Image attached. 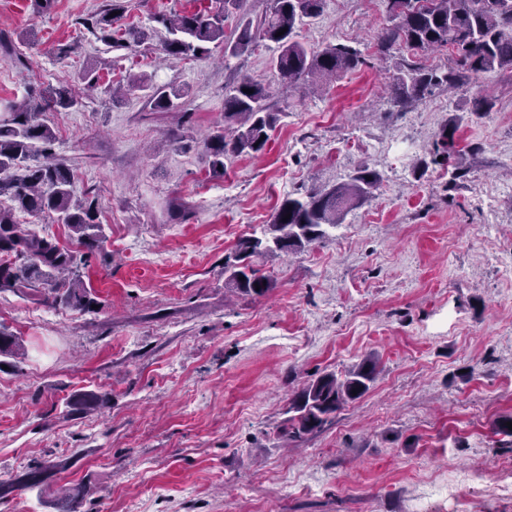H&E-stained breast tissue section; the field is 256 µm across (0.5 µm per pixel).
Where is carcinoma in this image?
Here are the masks:
<instances>
[{
  "label": "carcinoma",
  "mask_w": 512,
  "mask_h": 512,
  "mask_svg": "<svg viewBox=\"0 0 512 512\" xmlns=\"http://www.w3.org/2000/svg\"><path fill=\"white\" fill-rule=\"evenodd\" d=\"M126 0H110L93 23L102 38L114 44H139L148 34L139 28H114L126 11ZM324 0H273L270 13L258 23L244 17L245 0H212L210 6L163 19L171 38L163 46L173 57L206 56L210 45L224 46V56L238 57L262 41L276 44L272 59L280 83L287 87L313 86L337 78L360 62L359 51L349 45L328 43L315 50L294 36L297 24L316 18ZM242 17L233 37L224 33L228 8ZM117 15H112V12ZM387 11L395 24L379 38L383 51L398 45L412 54L446 48L455 55L444 73L405 65L392 77L391 98L396 105L421 100L430 88L464 83L466 77L494 70L512 71V0H390ZM284 34L277 35V32ZM253 93L248 94L246 90ZM270 90L244 76L224 92V126L204 141L202 153L212 172H220L230 156L253 155L265 150L280 113L270 110ZM182 98L181 90L153 89L154 107L166 110ZM80 100L66 88L52 89L48 96L28 98L0 111V291L42 288L52 303L66 309L89 312L97 304L94 290L84 280L91 259L103 256V227L97 222L93 202L75 194L68 165L54 150L55 132L44 119L51 106L64 110L80 107ZM461 118L444 127L435 142L432 163L448 164L456 153L455 133ZM378 173L363 166L348 181L319 188L303 196L289 195L277 208L261 236L239 241L234 262L224 265L226 284L249 296H263L272 280L255 260L297 252L323 239L327 228L341 223L351 209L374 196ZM53 215L66 226L71 245L60 244L50 234L29 231L17 223L14 212ZM290 219H285V216ZM245 280H239V277ZM22 337L0 327V356L23 358ZM378 362L367 358L344 378L324 373L311 380L289 402L288 418L281 429L289 440H301L331 424L343 405L360 399L376 381ZM106 393L80 390L66 401L67 413L86 415L106 408ZM87 486L76 484L58 490L56 512H83Z\"/></svg>",
  "instance_id": "carcinoma-1"
}]
</instances>
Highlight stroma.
I'll return each instance as SVG.
<instances>
[{
  "label": "stroma",
  "mask_w": 512,
  "mask_h": 512,
  "mask_svg": "<svg viewBox=\"0 0 512 512\" xmlns=\"http://www.w3.org/2000/svg\"><path fill=\"white\" fill-rule=\"evenodd\" d=\"M109 0H0V104L67 87L76 110L48 111L55 152L93 199L108 261L86 275L98 307L79 314L43 293L0 292V325L25 360L0 357V482L36 461L40 487L0 499V512H55L60 487L85 483V512H412L428 483L465 471L459 512H512V72L390 100L396 68L447 69V50L381 52L383 0H325L298 26L312 48L342 43L358 66L313 93L282 87L271 43L239 57L222 48L175 60L163 18L209 0H130L122 25L147 29L110 47L92 23ZM67 54H59V47ZM93 71L87 86L83 72ZM146 74L183 88L155 110L147 89L113 103L116 82ZM271 91L283 119L262 154L206 164L201 140L224 123V91L242 77ZM486 95L493 107L470 112ZM466 170L432 164L454 117ZM381 178L373 198L327 237L265 259L262 296L225 285L224 262L260 234L287 194ZM492 197L486 226L477 196ZM372 357L380 374L323 431L285 441L290 398L324 373ZM109 394L101 412L71 417V393Z\"/></svg>",
  "instance_id": "1"
}]
</instances>
